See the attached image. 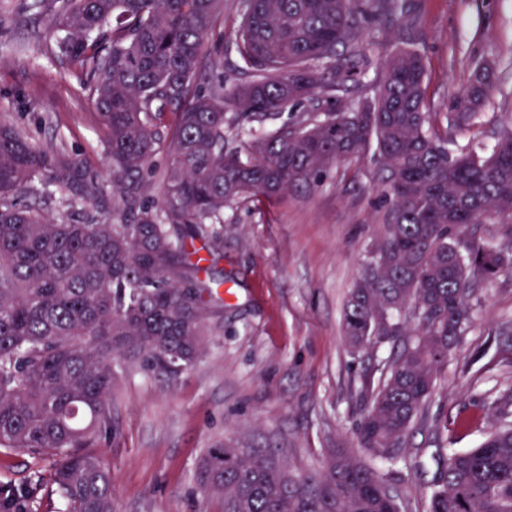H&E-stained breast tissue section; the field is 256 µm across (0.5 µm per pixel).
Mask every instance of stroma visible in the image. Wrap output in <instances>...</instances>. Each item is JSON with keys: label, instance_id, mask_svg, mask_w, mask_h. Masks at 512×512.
I'll return each instance as SVG.
<instances>
[{"label": "stroma", "instance_id": "obj_1", "mask_svg": "<svg viewBox=\"0 0 512 512\" xmlns=\"http://www.w3.org/2000/svg\"><path fill=\"white\" fill-rule=\"evenodd\" d=\"M24 12L0 5V114L34 144L61 143L96 173L111 208L112 176L93 99L55 54L54 15L38 0ZM403 22L371 31L380 63L409 37L423 54L433 129L466 84L470 63L495 69L493 104L482 125L451 133L455 145H491L512 125V0H409ZM375 151L332 168L317 190L249 199L225 209L213 238L192 249L223 280L224 306L208 319L205 349L176 375L137 361L116 363L114 428L97 450L109 462L115 512H224L201 494L198 465L210 448H270L297 474L320 468L329 449L354 448L366 385L393 353L384 344L353 352L343 333L348 292L385 231L389 203L377 187ZM512 389V272L480 285L472 324L453 350L424 425L388 480L423 512L436 433L452 448L476 447L499 421L488 401ZM51 460L0 449V481L48 483Z\"/></svg>", "mask_w": 512, "mask_h": 512}]
</instances>
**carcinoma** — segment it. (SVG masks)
Segmentation results:
<instances>
[{
	"instance_id": "carcinoma-1",
	"label": "carcinoma",
	"mask_w": 512,
	"mask_h": 512,
	"mask_svg": "<svg viewBox=\"0 0 512 512\" xmlns=\"http://www.w3.org/2000/svg\"><path fill=\"white\" fill-rule=\"evenodd\" d=\"M98 108L112 212L64 210L37 180L86 200L96 176L0 115V448L55 459L64 512H114L108 461L94 449L112 423L114 362L166 374L203 350L223 281L201 278L186 240L209 236L245 199L313 191L375 145L390 203L384 239L351 289L347 344L407 337L356 423L359 446L389 467L423 423L441 368L470 322L478 282L512 270V248L467 239L472 224L512 220V128L493 146L448 148L426 105L424 56L408 42L381 63L375 95L354 96L371 60L368 27L405 14L400 0H238L243 83L227 86L224 0H43ZM492 71L476 61L447 125L480 122ZM289 122L267 128L284 111ZM172 120H167V116ZM163 177L156 197L144 194ZM504 422L471 450L437 439L424 512H512V391ZM198 485L224 512H406L354 452L337 448L294 476L269 448H211ZM40 486L0 483V512H30Z\"/></svg>"
}]
</instances>
